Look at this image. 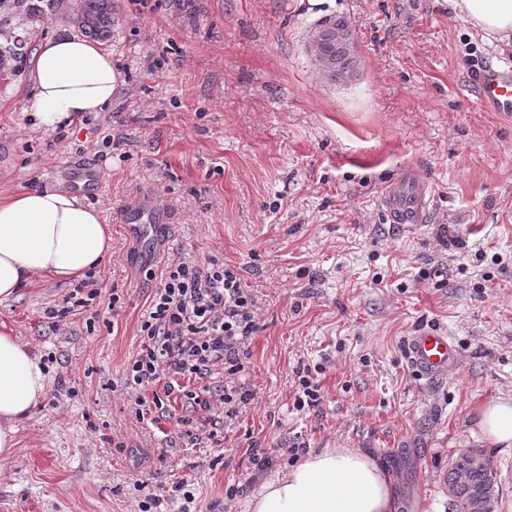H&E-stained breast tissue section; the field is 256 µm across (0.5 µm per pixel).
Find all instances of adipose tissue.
<instances>
[{
    "label": "adipose tissue",
    "instance_id": "1",
    "mask_svg": "<svg viewBox=\"0 0 512 512\" xmlns=\"http://www.w3.org/2000/svg\"><path fill=\"white\" fill-rule=\"evenodd\" d=\"M471 26L512 47V0H450ZM36 92L31 111L40 127L71 126L103 111L121 80L112 55L76 35L41 42L32 55ZM112 253V228L94 206L65 187L34 188L0 197V302L36 279H80ZM48 388L45 368L13 332L0 330V460L17 446L16 425ZM480 429L494 444L512 447V399L481 411ZM253 512H394L392 479L356 448H331L265 483Z\"/></svg>",
    "mask_w": 512,
    "mask_h": 512
}]
</instances>
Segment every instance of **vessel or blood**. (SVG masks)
I'll return each mask as SVG.
<instances>
[{"label": "vessel or blood", "mask_w": 512, "mask_h": 512, "mask_svg": "<svg viewBox=\"0 0 512 512\" xmlns=\"http://www.w3.org/2000/svg\"><path fill=\"white\" fill-rule=\"evenodd\" d=\"M473 83L482 109L512 121V64L483 62L475 71ZM100 181L99 171L90 165L80 166L73 173V185L82 191L97 190ZM432 202L429 182L410 171L391 182L379 198V206L391 224L403 229L425 223ZM407 355L418 374L434 377L455 363L458 349L447 334L422 330L409 340Z\"/></svg>", "instance_id": "vessel-or-blood-1"}]
</instances>
